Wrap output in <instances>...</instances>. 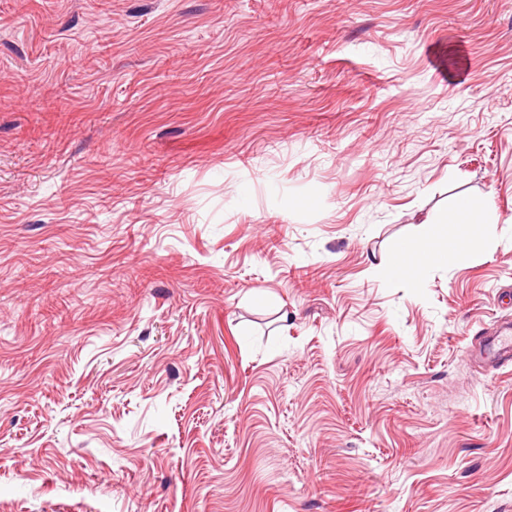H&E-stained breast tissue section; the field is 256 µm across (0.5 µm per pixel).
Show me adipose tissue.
<instances>
[{
	"label": "adipose tissue",
	"instance_id": "adipose-tissue-1",
	"mask_svg": "<svg viewBox=\"0 0 512 512\" xmlns=\"http://www.w3.org/2000/svg\"><path fill=\"white\" fill-rule=\"evenodd\" d=\"M394 250L409 255L406 277L413 281L422 280L435 267L460 261L464 254L460 239L439 236L437 222L433 219L423 222L420 241H399Z\"/></svg>",
	"mask_w": 512,
	"mask_h": 512
}]
</instances>
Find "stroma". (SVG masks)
<instances>
[{
	"label": "stroma",
	"instance_id": "obj_1",
	"mask_svg": "<svg viewBox=\"0 0 512 512\" xmlns=\"http://www.w3.org/2000/svg\"><path fill=\"white\" fill-rule=\"evenodd\" d=\"M507 289L512 0H0V512H512ZM441 224L435 219L422 222V238L411 243L406 240L399 241L391 250L388 259L375 267L378 274L386 279L405 278L421 281L434 267L448 266L456 263L463 257L464 250L459 238H448L437 234V225ZM410 255L409 270L397 272L394 260L398 253ZM482 336L478 344L465 351L467 356L488 362L494 369L512 365V321L497 323Z\"/></svg>",
	"mask_w": 512,
	"mask_h": 512
}]
</instances>
